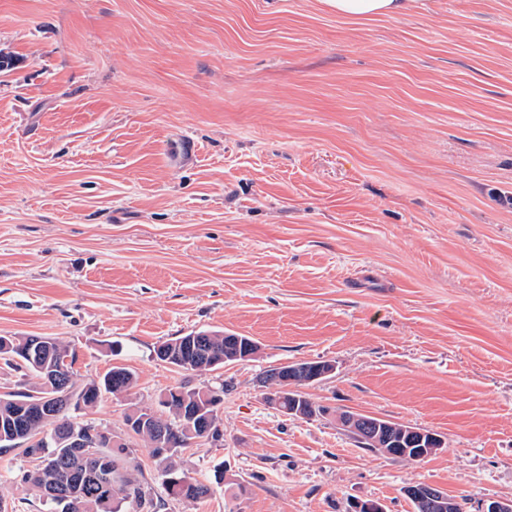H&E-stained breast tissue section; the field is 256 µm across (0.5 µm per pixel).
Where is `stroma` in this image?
<instances>
[{"label":"stroma","instance_id":"1","mask_svg":"<svg viewBox=\"0 0 512 512\" xmlns=\"http://www.w3.org/2000/svg\"><path fill=\"white\" fill-rule=\"evenodd\" d=\"M0 336L74 345L129 393L77 418L128 439L160 512H413L407 486L512 500V0H410L347 20L321 0H0ZM198 149L181 158L185 139ZM258 352L158 361L193 331ZM326 361L283 414L265 370ZM217 392L224 470L167 498L130 409ZM367 414L440 435L422 462L360 447ZM0 455L7 512H43ZM192 334H204L205 335V341L213 355V359L210 363H213V366L210 368H204L203 370H198L195 367L200 365L198 362H195L194 359L190 358L189 356L183 355V359L180 362H173L170 363V365L176 366L184 371L187 372H205V371H211L215 369L216 367L223 365L224 360L226 361L229 356L226 350V338L225 337V344H224V331H198V332H190L184 336H178L176 338L167 340L163 343L167 342H175L179 339H182L184 337H188ZM183 343L182 347L184 350L190 349L191 351H195L199 346L204 344V341L201 336L192 335L191 337L184 339L182 341H179L178 343ZM225 347V348H224ZM224 355L226 357H224ZM186 356V357H185Z\"/></svg>","mask_w":512,"mask_h":512}]
</instances>
